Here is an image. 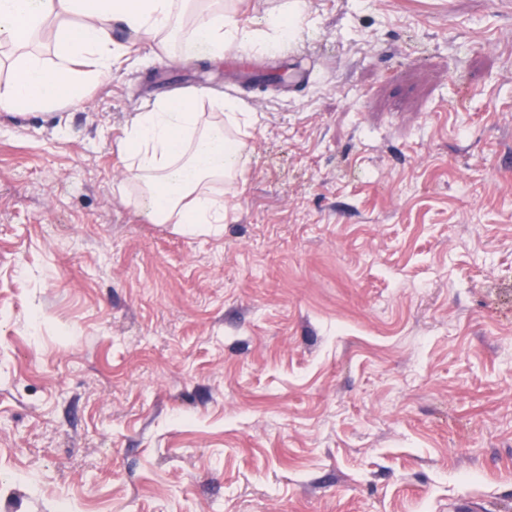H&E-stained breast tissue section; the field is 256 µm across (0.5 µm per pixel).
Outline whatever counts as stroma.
<instances>
[{
	"instance_id": "obj_1",
	"label": "stroma",
	"mask_w": 512,
	"mask_h": 512,
	"mask_svg": "<svg viewBox=\"0 0 512 512\" xmlns=\"http://www.w3.org/2000/svg\"><path fill=\"white\" fill-rule=\"evenodd\" d=\"M197 232L124 183L226 61L0 111V512H512V0H305Z\"/></svg>"
}]
</instances>
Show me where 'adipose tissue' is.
Instances as JSON below:
<instances>
[{"label":"adipose tissue","mask_w":512,"mask_h":512,"mask_svg":"<svg viewBox=\"0 0 512 512\" xmlns=\"http://www.w3.org/2000/svg\"><path fill=\"white\" fill-rule=\"evenodd\" d=\"M60 12L80 17V25L59 30L54 65L30 57L17 66L12 82L0 90L1 111L46 110L78 100L88 78L108 77L123 56L124 45L113 38L117 29L150 42L174 40V59L200 53L220 60L225 52L254 43L279 49L304 21L303 0H283L268 13L262 31L202 0H0V45H28ZM88 56L96 66L89 77L75 68ZM210 107L206 120L196 96L163 99L140 113L126 134L125 178L142 184L157 223L193 229L224 221V197L212 186L242 179L248 157L243 140L230 131L238 123L237 102L214 98Z\"/></svg>","instance_id":"obj_1"}]
</instances>
